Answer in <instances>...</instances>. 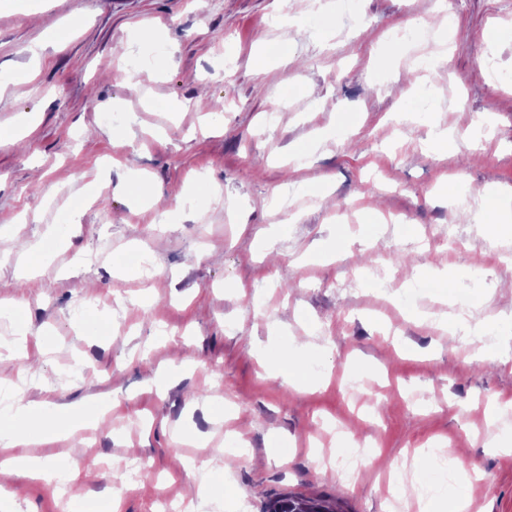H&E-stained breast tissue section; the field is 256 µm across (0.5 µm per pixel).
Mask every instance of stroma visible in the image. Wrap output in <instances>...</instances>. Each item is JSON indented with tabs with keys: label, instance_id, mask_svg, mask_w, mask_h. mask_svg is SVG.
Here are the masks:
<instances>
[{
	"label": "stroma",
	"instance_id": "obj_1",
	"mask_svg": "<svg viewBox=\"0 0 512 512\" xmlns=\"http://www.w3.org/2000/svg\"><path fill=\"white\" fill-rule=\"evenodd\" d=\"M442 50L445 71L409 84ZM510 77L512 0H0V304L19 306L0 338L30 325L0 378L26 403L109 408L96 440L25 449L80 479L66 500L11 479L20 512H99L114 464L134 461L119 512H158L196 494L187 461L230 438L249 453L223 459L205 512L280 493L389 512L390 465L427 448L464 449L470 503L512 512V231L436 188L462 170L468 202L512 192ZM477 113L493 133L475 151ZM439 131L447 154L427 153ZM441 224L462 247L430 240ZM359 251L393 280L343 291ZM141 255L152 278L125 273ZM466 308L488 324L448 347L435 321ZM298 337L314 349L301 391L268 373ZM478 344L499 361H468ZM343 448L363 456L349 483L313 462Z\"/></svg>",
	"mask_w": 512,
	"mask_h": 512
}]
</instances>
